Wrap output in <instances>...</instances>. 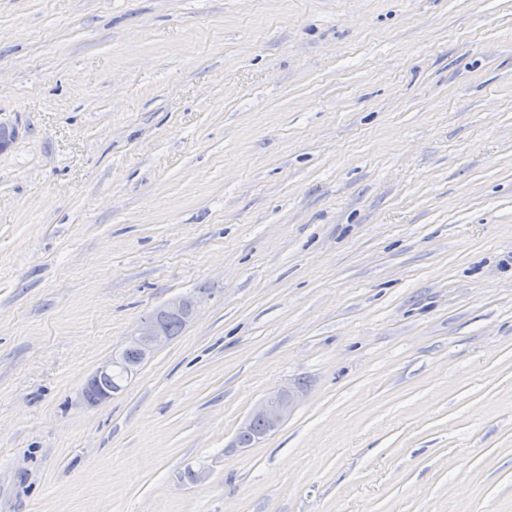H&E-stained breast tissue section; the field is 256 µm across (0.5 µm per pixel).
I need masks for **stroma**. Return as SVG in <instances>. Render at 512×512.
Returning a JSON list of instances; mask_svg holds the SVG:
<instances>
[{"label": "stroma", "instance_id": "35a3bbf8", "mask_svg": "<svg viewBox=\"0 0 512 512\" xmlns=\"http://www.w3.org/2000/svg\"><path fill=\"white\" fill-rule=\"evenodd\" d=\"M0 125V512H512V0H0ZM194 311V303L188 298H174L144 317L138 324L134 334L129 337L128 345L139 351L143 360L164 347L179 334L186 320L171 319L167 334L164 319L168 316H179L189 319ZM118 365L112 369V360L106 362L95 374L89 379L85 388V400L89 406H96L99 403L108 400L112 397V393L118 392L123 387V382L128 379L127 369L130 366H140L139 355L133 349H124L118 358ZM112 374L110 377L105 378L101 382V386L104 388L112 389V391H106L104 389H97V385L100 379L104 375ZM273 402L274 404H272ZM292 410L293 400L287 391L277 393L259 402L239 428L238 434L246 433L251 430L253 425L251 433L240 436L239 445L243 448H247L253 445L254 440H256L258 436L263 435L262 437L264 439L266 436L276 431L281 424L288 419ZM259 417L265 418L268 421V427L266 421Z\"/></svg>", "mask_w": 512, "mask_h": 512}]
</instances>
